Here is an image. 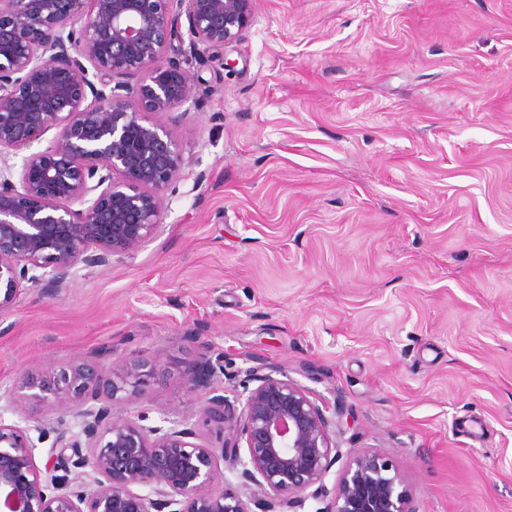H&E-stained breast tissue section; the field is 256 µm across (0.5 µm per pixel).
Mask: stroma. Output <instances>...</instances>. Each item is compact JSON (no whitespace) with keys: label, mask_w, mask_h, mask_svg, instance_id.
<instances>
[{"label":"stroma","mask_w":512,"mask_h":512,"mask_svg":"<svg viewBox=\"0 0 512 512\" xmlns=\"http://www.w3.org/2000/svg\"><path fill=\"white\" fill-rule=\"evenodd\" d=\"M188 68L157 236L0 315V393L206 342L342 409L327 489L369 450L420 512H512V0H256ZM123 408L200 419L177 374Z\"/></svg>","instance_id":"obj_1"}]
</instances>
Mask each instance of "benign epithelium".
<instances>
[{"label": "benign epithelium", "mask_w": 512, "mask_h": 512, "mask_svg": "<svg viewBox=\"0 0 512 512\" xmlns=\"http://www.w3.org/2000/svg\"><path fill=\"white\" fill-rule=\"evenodd\" d=\"M255 2L0 0V314L27 287L51 295L78 266L128 258L156 235L182 155L149 114L197 91L168 54L222 56L251 26ZM51 129L53 145L13 172L5 153ZM173 366L118 358L20 373L19 391L6 392L19 420L0 414V512H304L310 499L325 503L315 512H418L397 467L372 451L351 457L327 500L342 411L262 362L229 398L213 386L224 350L209 343L180 374L204 390L202 421L220 446L163 409L155 426L124 413ZM29 401L71 422L37 420L23 412ZM49 437L41 469L35 449Z\"/></svg>", "instance_id": "1"}]
</instances>
